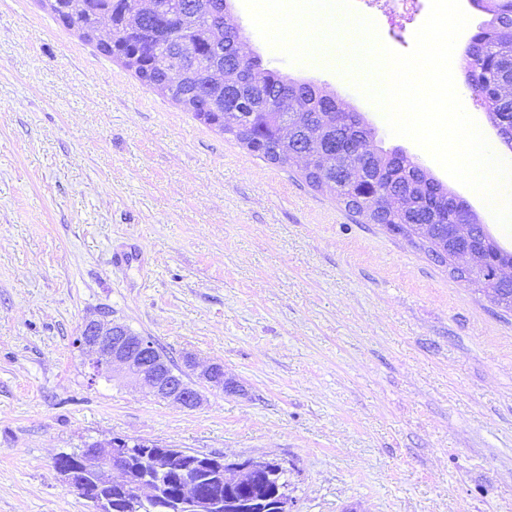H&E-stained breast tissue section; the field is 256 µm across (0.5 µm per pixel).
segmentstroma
I'll list each match as a JSON object with an SVG mask.
<instances>
[{"mask_svg": "<svg viewBox=\"0 0 512 512\" xmlns=\"http://www.w3.org/2000/svg\"><path fill=\"white\" fill-rule=\"evenodd\" d=\"M326 86L499 234L481 198L391 135L338 73ZM409 51L398 25L359 8ZM107 317L174 362L221 364L193 410L94 376L77 338ZM115 436L278 463L294 512H512V312L205 125L56 20L0 0V512H93L54 458ZM198 378L206 382L210 387L223 392H237L239 385L232 379L224 377V368L220 364H211L198 374Z\"/></svg>", "mask_w": 512, "mask_h": 512, "instance_id": "35a3bbf8", "label": "stroma"}]
</instances>
